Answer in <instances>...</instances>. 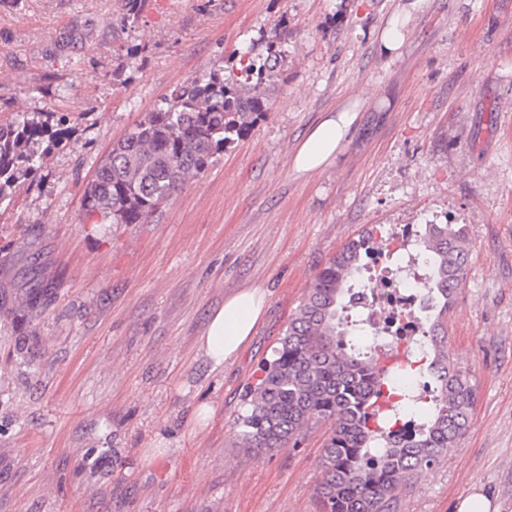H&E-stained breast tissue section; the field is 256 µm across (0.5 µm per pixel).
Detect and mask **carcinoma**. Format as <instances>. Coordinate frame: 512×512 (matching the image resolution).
Segmentation results:
<instances>
[{
    "mask_svg": "<svg viewBox=\"0 0 512 512\" xmlns=\"http://www.w3.org/2000/svg\"><path fill=\"white\" fill-rule=\"evenodd\" d=\"M278 78L267 61L242 52L229 76L211 72L175 89L112 145L84 190L86 214L102 224H143L158 205L202 173L269 106ZM45 124L18 116L0 124V201L16 180L40 171ZM372 236L347 244L318 275L303 304L244 394L234 446L254 455L297 446L307 428L333 422L315 487L319 512H396L403 489L442 462L466 434L475 403L469 377L448 364L445 323L465 275L467 235L453 224H427L424 287L432 311L426 348L406 365H386V346L356 343L349 319ZM435 379L415 401L420 424L406 428L408 397L399 368Z\"/></svg>",
    "mask_w": 512,
    "mask_h": 512,
    "instance_id": "1",
    "label": "carcinoma"
}]
</instances>
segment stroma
<instances>
[{
	"label": "stroma",
	"instance_id": "1",
	"mask_svg": "<svg viewBox=\"0 0 512 512\" xmlns=\"http://www.w3.org/2000/svg\"><path fill=\"white\" fill-rule=\"evenodd\" d=\"M270 46L282 79L242 137L146 223L87 217L86 185L145 113ZM343 108L358 119L335 162L294 173ZM18 112L55 140L0 204V512H318L331 421L251 456L233 445L243 391L345 243L427 224L469 239L447 350L476 399L397 512L479 490L512 512V0H0V123ZM244 288L264 312L213 367L200 339Z\"/></svg>",
	"mask_w": 512,
	"mask_h": 512
}]
</instances>
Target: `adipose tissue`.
<instances>
[{
    "instance_id": "1",
    "label": "adipose tissue",
    "mask_w": 512,
    "mask_h": 512,
    "mask_svg": "<svg viewBox=\"0 0 512 512\" xmlns=\"http://www.w3.org/2000/svg\"><path fill=\"white\" fill-rule=\"evenodd\" d=\"M358 113L342 109L326 116L302 140L294 154L293 169L303 175L332 164ZM265 307V295L246 288L230 296L212 317L201 346L214 365L232 358L251 337Z\"/></svg>"
}]
</instances>
